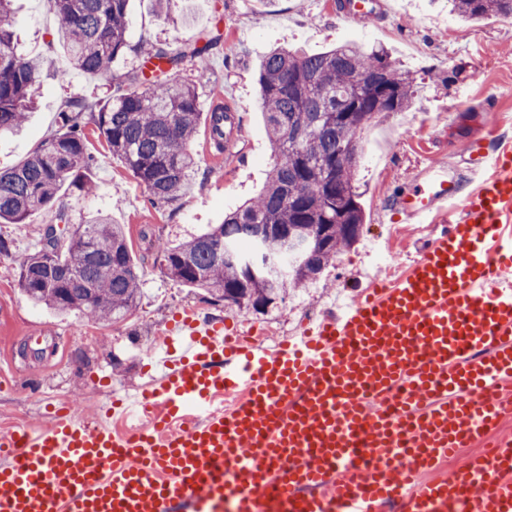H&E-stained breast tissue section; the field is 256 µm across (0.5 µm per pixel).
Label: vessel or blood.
<instances>
[{"label":"vessel or blood","mask_w":512,"mask_h":512,"mask_svg":"<svg viewBox=\"0 0 512 512\" xmlns=\"http://www.w3.org/2000/svg\"><path fill=\"white\" fill-rule=\"evenodd\" d=\"M461 161L466 176L429 164L392 197L409 222L461 205L394 283L273 349L188 311L161 372L113 403L131 427L70 412L1 430L0 512H512V440L482 446L512 405L479 397L512 381V154L471 146ZM467 442L481 452L438 476ZM397 446L412 465L395 466Z\"/></svg>","instance_id":"b4317fda"}]
</instances>
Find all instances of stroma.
I'll return each mask as SVG.
<instances>
[{"mask_svg":"<svg viewBox=\"0 0 512 512\" xmlns=\"http://www.w3.org/2000/svg\"><path fill=\"white\" fill-rule=\"evenodd\" d=\"M12 8L18 52L42 57L43 76L24 130L0 137L1 170L22 163L57 131L66 100L100 105L110 93L106 78L72 68L64 48L46 54L45 44L57 32L47 0H14ZM128 9L131 48L113 64L118 75L142 65L135 46L175 47L205 34L221 36L216 49L183 65L185 75H207L196 86L200 118L192 150L199 167L179 208L155 206L105 141L89 133L96 190L87 194L64 185L57 204L69 215V230L100 213L126 228L141 297L114 325L59 316L33 305L22 292L19 266L34 252L39 227L53 222V211L28 224H0V237L11 248L10 256L0 257V370L8 374L0 384V430L47 423L56 409L77 399L83 415L96 417L113 391L140 385V372L157 349L154 335L188 309L280 340L309 313L354 299L373 279L407 269L432 231H396L397 216L388 203L418 167L456 162L475 142L490 150L512 148V17L465 22L450 13L447 0H375L372 15L355 24L340 21L336 0H129ZM344 43L384 47L417 78L410 110L382 114L360 134L357 185L366 220L358 242L317 280L286 291L266 311L243 313L205 303L204 290L164 273L151 239L175 243L204 233L262 188L272 163L257 102L264 54L279 45L315 54ZM436 69L453 73V81H435ZM215 103L234 107L241 130L236 154L218 161L208 157L206 146V114ZM491 110L498 123L488 122Z\"/></svg>","mask_w":512,"mask_h":512,"instance_id":"1","label":"stroma"}]
</instances>
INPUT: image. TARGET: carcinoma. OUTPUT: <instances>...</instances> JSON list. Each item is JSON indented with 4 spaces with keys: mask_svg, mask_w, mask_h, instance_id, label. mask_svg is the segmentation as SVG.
<instances>
[{
    "mask_svg": "<svg viewBox=\"0 0 512 512\" xmlns=\"http://www.w3.org/2000/svg\"><path fill=\"white\" fill-rule=\"evenodd\" d=\"M12 0H0V135L19 129L42 76V63L16 52L10 20ZM59 20L58 40L71 63L94 75L111 76L112 95L100 107L82 99L66 101L59 131L42 141L22 164L0 171V223L28 224L53 208L61 187L71 181L87 192L94 158L84 130L94 125L119 159L147 188L150 200L177 205L198 166L191 143L197 130L196 81L182 76L188 57H202L221 40L216 34L173 49H143L151 71L134 68L112 76V64L129 48V0H50ZM465 21L512 16V0H448ZM259 106L272 151L262 190L224 218V223L178 244L158 238L154 247L175 282L201 288L210 301L241 312L261 311L289 288L318 279L336 254L360 236L365 215L357 191V164L340 158L351 143L350 124L336 117V98L346 112L370 121L411 105L414 75L382 48L340 45L318 54L285 47L268 52L259 70ZM212 143L224 149L230 115L210 113ZM64 209L42 227L39 247L23 261L19 284L28 299L59 315L77 313L116 324L136 308L139 276L123 225L99 214L82 233L65 238ZM305 239L300 251L282 248V234ZM263 240L275 260L271 272L248 273L240 258Z\"/></svg>",
    "mask_w": 512,
    "mask_h": 512,
    "instance_id": "cac0c4a2",
    "label": "carcinoma"
}]
</instances>
